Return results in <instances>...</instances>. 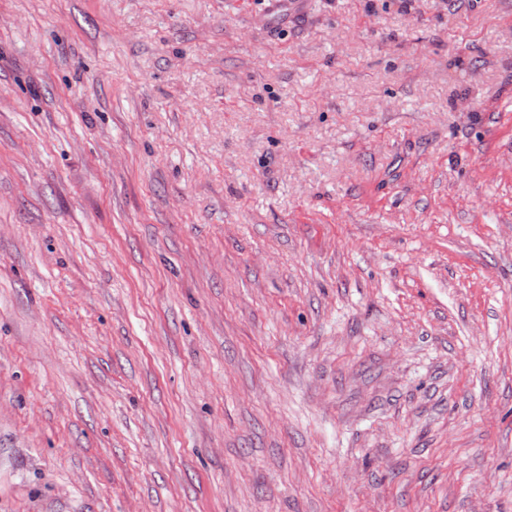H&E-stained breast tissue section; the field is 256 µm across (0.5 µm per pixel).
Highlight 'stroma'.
Returning a JSON list of instances; mask_svg holds the SVG:
<instances>
[{
	"instance_id": "35a3bbf8",
	"label": "stroma",
	"mask_w": 512,
	"mask_h": 512,
	"mask_svg": "<svg viewBox=\"0 0 512 512\" xmlns=\"http://www.w3.org/2000/svg\"><path fill=\"white\" fill-rule=\"evenodd\" d=\"M0 0V512H512V0Z\"/></svg>"
}]
</instances>
